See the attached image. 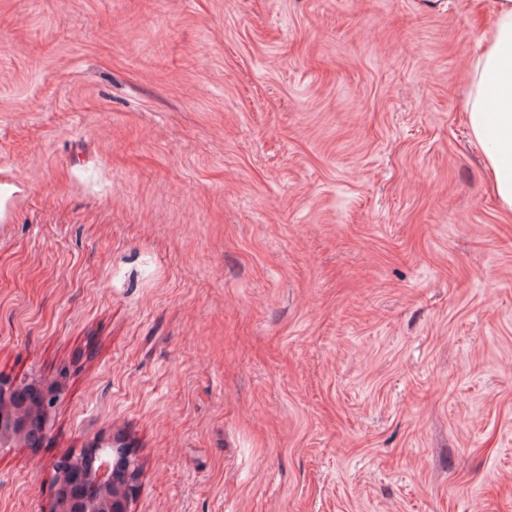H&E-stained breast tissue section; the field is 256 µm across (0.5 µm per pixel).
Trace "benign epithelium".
I'll return each mask as SVG.
<instances>
[{"mask_svg":"<svg viewBox=\"0 0 512 512\" xmlns=\"http://www.w3.org/2000/svg\"><path fill=\"white\" fill-rule=\"evenodd\" d=\"M60 384L37 378L16 382L0 379V447L10 441H24L29 429L26 411L33 391L40 396L43 422H48V401L55 398ZM104 442L97 441L77 457L63 458L58 469L60 485L54 512H130L135 493L133 479L140 465L136 455L125 448L111 462L102 460Z\"/></svg>","mask_w":512,"mask_h":512,"instance_id":"obj_1","label":"benign epithelium"}]
</instances>
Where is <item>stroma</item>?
<instances>
[{
	"mask_svg": "<svg viewBox=\"0 0 512 512\" xmlns=\"http://www.w3.org/2000/svg\"><path fill=\"white\" fill-rule=\"evenodd\" d=\"M495 0H0V512H512V214L463 118ZM60 389V384L53 382H44L37 378H31L26 381L16 382L0 379V447H8L10 441H25L24 432L29 429V421L25 416L29 410L31 401L29 394L32 391L40 396V407L42 409L43 424L41 431H44L48 422V401L55 398ZM10 407L8 414L11 420V427L4 430L5 415L4 409ZM2 410V411H1ZM106 441H97L77 457L68 456L58 469V487L53 512H130L135 493L133 479L140 465L136 455L128 448L113 460L102 463L97 471L95 464L102 459ZM73 472L74 480L65 491Z\"/></svg>",
	"mask_w": 512,
	"mask_h": 512,
	"instance_id": "stroma-1",
	"label": "stroma"
}]
</instances>
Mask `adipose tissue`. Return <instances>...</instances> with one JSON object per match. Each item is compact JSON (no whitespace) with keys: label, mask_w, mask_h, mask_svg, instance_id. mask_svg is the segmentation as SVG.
<instances>
[{"label":"adipose tissue","mask_w":512,"mask_h":512,"mask_svg":"<svg viewBox=\"0 0 512 512\" xmlns=\"http://www.w3.org/2000/svg\"><path fill=\"white\" fill-rule=\"evenodd\" d=\"M465 120L485 152L490 185L512 212V0H495L485 51L469 67Z\"/></svg>","instance_id":"1"}]
</instances>
